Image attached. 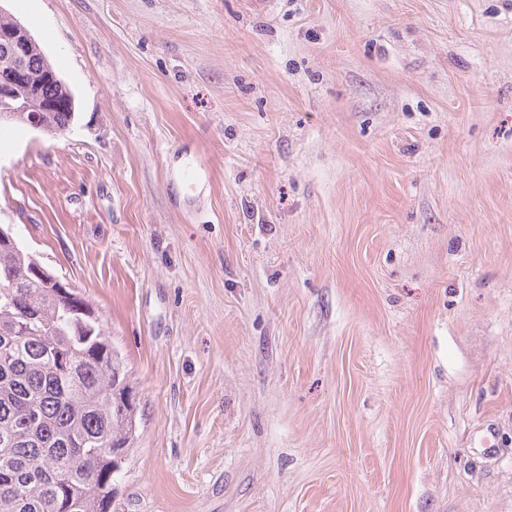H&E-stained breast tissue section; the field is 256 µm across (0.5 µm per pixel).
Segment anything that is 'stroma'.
<instances>
[{
	"mask_svg": "<svg viewBox=\"0 0 512 512\" xmlns=\"http://www.w3.org/2000/svg\"><path fill=\"white\" fill-rule=\"evenodd\" d=\"M75 98L0 224L139 400L112 512H512V0H0Z\"/></svg>",
	"mask_w": 512,
	"mask_h": 512,
	"instance_id": "1",
	"label": "stroma"
}]
</instances>
